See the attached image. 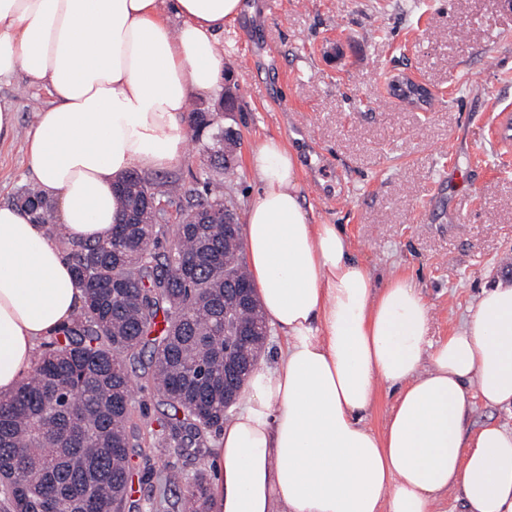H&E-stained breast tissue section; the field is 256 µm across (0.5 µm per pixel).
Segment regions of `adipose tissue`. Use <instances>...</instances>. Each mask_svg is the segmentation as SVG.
<instances>
[{
    "label": "adipose tissue",
    "instance_id": "obj_1",
    "mask_svg": "<svg viewBox=\"0 0 512 512\" xmlns=\"http://www.w3.org/2000/svg\"><path fill=\"white\" fill-rule=\"evenodd\" d=\"M241 0H0V78L48 89L27 153L61 223L0 205V395L35 367L83 299L64 244L105 239L118 181L184 159L181 117L224 70L218 35ZM244 241L269 327L284 338L224 425L215 512H512V428L470 431L475 401L512 405V282L484 291L448 339L431 341L417 288H374L334 224L302 204L296 153L267 138ZM397 391L382 432L365 423L378 387Z\"/></svg>",
    "mask_w": 512,
    "mask_h": 512
}]
</instances>
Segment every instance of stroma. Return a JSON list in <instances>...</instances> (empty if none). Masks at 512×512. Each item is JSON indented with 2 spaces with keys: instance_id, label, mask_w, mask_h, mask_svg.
I'll use <instances>...</instances> for the list:
<instances>
[{
  "instance_id": "35a3bbf8",
  "label": "stroma",
  "mask_w": 512,
  "mask_h": 512,
  "mask_svg": "<svg viewBox=\"0 0 512 512\" xmlns=\"http://www.w3.org/2000/svg\"><path fill=\"white\" fill-rule=\"evenodd\" d=\"M219 36L225 72L190 106L215 108L240 138L229 191L237 215L256 186L253 147L274 137L299 153L305 205L340 225L376 284L411 280L430 308L433 339L457 331L484 287L512 279V0H244ZM424 83L432 100L390 96L397 78ZM17 114L0 144V204L34 179L25 141L52 98L22 75L0 80ZM219 433L203 453L134 448L129 512H181L186 484L215 479ZM181 473L184 483L160 478Z\"/></svg>"
}]
</instances>
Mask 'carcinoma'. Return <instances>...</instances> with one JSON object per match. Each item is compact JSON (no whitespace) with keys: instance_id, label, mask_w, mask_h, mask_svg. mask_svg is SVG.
<instances>
[{"instance_id":"1","label":"carcinoma","mask_w":512,"mask_h":512,"mask_svg":"<svg viewBox=\"0 0 512 512\" xmlns=\"http://www.w3.org/2000/svg\"><path fill=\"white\" fill-rule=\"evenodd\" d=\"M197 116L193 141L210 168L184 191L177 224L169 225L167 206L179 188L162 191L131 172L118 192L122 218L132 223L115 225L96 243L70 242L82 304L33 373L0 396L3 512H122L132 442L147 438L159 454L199 453L207 435L224 428V289L250 278L242 238L218 227L223 210L235 209L219 178L224 129L207 135L214 113ZM169 233L173 251L163 248ZM237 315L264 326L257 304ZM263 346L258 335L232 353L251 370ZM147 348L149 380L174 413L139 426L132 423V369ZM209 492L206 476H196L182 512H203Z\"/></svg>"}]
</instances>
